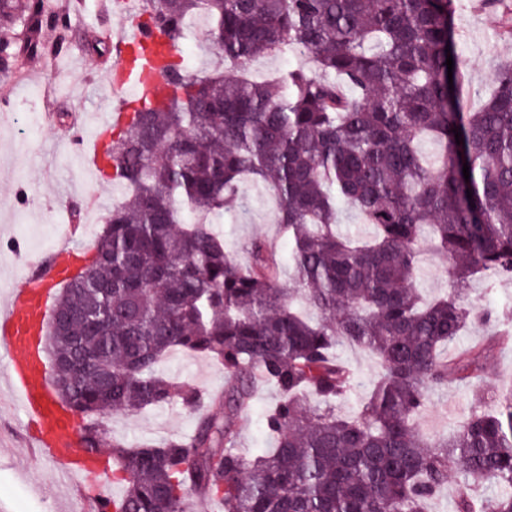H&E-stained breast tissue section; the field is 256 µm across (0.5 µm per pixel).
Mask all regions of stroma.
<instances>
[{
	"mask_svg": "<svg viewBox=\"0 0 512 512\" xmlns=\"http://www.w3.org/2000/svg\"><path fill=\"white\" fill-rule=\"evenodd\" d=\"M67 2L73 33L67 51L57 58L22 62L17 77L8 85H0V95L14 103L10 109L0 104V296L19 285L26 260L45 258L64 241L56 213L59 202H66L75 223L85 224L91 243L96 242L112 205L110 186L94 183L81 172L72 139L79 131L91 136L105 110L112 106L104 86L112 54L93 50L90 43L96 39L108 42L109 32L124 25L126 19L113 11L111 0ZM453 8L467 79L476 90L470 106L476 109L491 91L494 67L500 60L512 58V40L499 37V15L477 9L475 0H453ZM222 229L229 246L235 249L255 237L265 238L280 250L286 245L274 211L262 195L249 223L227 222ZM418 286L430 299L451 291L447 259L425 250ZM463 298L475 306L496 308L500 315L488 325L466 331L451 344V351L464 349L497 330L512 328L511 282L490 289L475 280ZM337 354L358 371L355 394L337 407L339 414L353 416L372 388L378 363L371 353L357 347H339ZM160 369L168 377L214 393L224 387L222 365L180 348L165 356ZM4 372L5 359L0 356V512H71V502L83 492L86 482L80 477L61 476L30 450L29 426ZM511 386L512 345L492 352L490 371L484 377L436 392L416 426L431 439L449 435L475 409L478 396L487 397ZM277 399L275 390H262L254 408L240 420L245 453L266 447L261 412ZM193 424L192 413L176 403L133 417L115 415L108 422L110 437L131 442L184 436Z\"/></svg>",
	"mask_w": 512,
	"mask_h": 512,
	"instance_id": "obj_1",
	"label": "stroma"
}]
</instances>
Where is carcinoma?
<instances>
[{"label":"carcinoma","mask_w":512,"mask_h":512,"mask_svg":"<svg viewBox=\"0 0 512 512\" xmlns=\"http://www.w3.org/2000/svg\"><path fill=\"white\" fill-rule=\"evenodd\" d=\"M480 5L512 39V3ZM200 13L205 44L239 71L168 67L167 105L133 113L112 141L121 198L44 338L59 398L86 419L80 443L109 455L124 486L112 512H187L194 493L218 512H427L451 470L454 512H512V389L446 438L416 430L433 391L484 375L489 348L507 341L446 353L494 317L462 304L461 287L512 279V61L466 112L452 0H140L139 15L179 40ZM64 14L59 0H0L1 84L22 59L60 51ZM296 54L316 71L244 76L257 58ZM246 185L272 192L287 260L252 238L243 262L215 229L226 213L246 222ZM345 208L373 228L369 241L336 233ZM426 233L456 286L431 303L416 287ZM342 345L379 362L356 417L336 413L356 384ZM173 348L224 365V412H203L210 393L158 372ZM263 387L279 395L264 410L272 448L251 458L238 422ZM174 401L200 413L190 435L108 439V416ZM485 482L495 497L479 495Z\"/></svg>","instance_id":"obj_1"}]
</instances>
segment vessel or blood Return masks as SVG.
<instances>
[{
    "label": "vessel or blood",
    "mask_w": 512,
    "mask_h": 512,
    "mask_svg": "<svg viewBox=\"0 0 512 512\" xmlns=\"http://www.w3.org/2000/svg\"><path fill=\"white\" fill-rule=\"evenodd\" d=\"M112 36L115 59L105 83L115 104L98 133L78 143L79 151L95 170L100 167L104 131L121 123L131 105L154 101L163 70L176 51L173 42L134 23L114 29ZM62 250L61 260L29 262L22 284L11 290L6 304L0 307V351L8 355L6 379L23 413L34 424L33 448L62 475L98 480L107 473L110 462L104 455L80 448L76 414L57 400L41 351L54 291L87 254L88 247L69 239Z\"/></svg>",
    "instance_id": "vessel-or-blood-1"
}]
</instances>
